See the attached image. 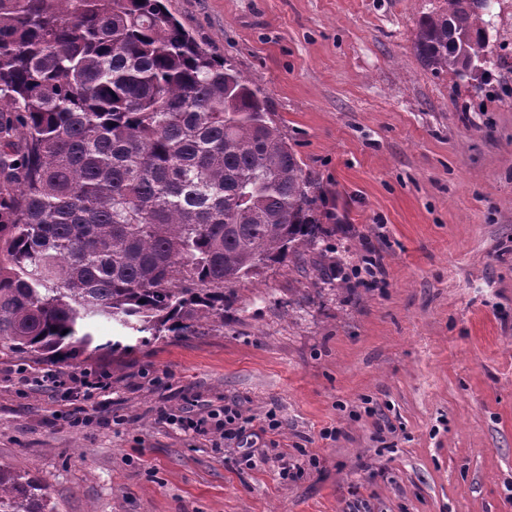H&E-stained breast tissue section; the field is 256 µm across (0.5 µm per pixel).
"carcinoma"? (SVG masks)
<instances>
[{
	"instance_id": "carcinoma-1",
	"label": "carcinoma",
	"mask_w": 512,
	"mask_h": 512,
	"mask_svg": "<svg viewBox=\"0 0 512 512\" xmlns=\"http://www.w3.org/2000/svg\"><path fill=\"white\" fill-rule=\"evenodd\" d=\"M420 17L438 75L487 81L491 17ZM266 101L163 0H0V352L77 361L91 327L140 344L224 332V288L318 245L327 214ZM0 512H55L0 464Z\"/></svg>"
}]
</instances>
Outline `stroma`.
<instances>
[{
    "instance_id": "1",
    "label": "stroma",
    "mask_w": 512,
    "mask_h": 512,
    "mask_svg": "<svg viewBox=\"0 0 512 512\" xmlns=\"http://www.w3.org/2000/svg\"><path fill=\"white\" fill-rule=\"evenodd\" d=\"M164 4L260 89L328 234L226 288L223 335L116 359L97 324L54 365L107 376L90 401L0 354V463L57 512H512V0L479 92L414 52L444 0Z\"/></svg>"
}]
</instances>
